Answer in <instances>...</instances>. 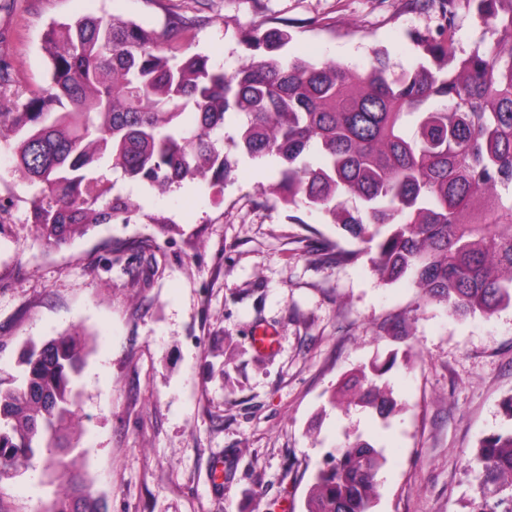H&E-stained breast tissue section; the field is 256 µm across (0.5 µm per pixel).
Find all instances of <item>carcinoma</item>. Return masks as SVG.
I'll return each mask as SVG.
<instances>
[{
  "label": "carcinoma",
  "instance_id": "1",
  "mask_svg": "<svg viewBox=\"0 0 512 512\" xmlns=\"http://www.w3.org/2000/svg\"><path fill=\"white\" fill-rule=\"evenodd\" d=\"M429 2L439 28L411 34L425 61L400 73L382 51L364 70L290 58L286 27L243 32L247 54L228 72L183 50L193 20L180 14L162 34L106 13L51 23L47 86L8 96L0 62V144L35 188L27 223L60 247L128 221L117 171L161 192L198 180L219 193L234 168L224 129L239 118L234 147L279 163L270 195L329 215L362 243L381 237L372 263L383 280L409 276L420 298L461 317L512 306V0ZM461 3L491 33L468 54L456 47ZM84 360L80 336L63 334L26 349L19 378L0 387V476L44 459L66 486L48 512H106L69 459ZM382 374L357 369L340 398L390 418L398 401ZM502 409L511 424L472 457L470 512H512V396ZM382 458L365 439L347 443L317 473L306 512H370Z\"/></svg>",
  "mask_w": 512,
  "mask_h": 512
}]
</instances>
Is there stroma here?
Wrapping results in <instances>:
<instances>
[{"mask_svg": "<svg viewBox=\"0 0 512 512\" xmlns=\"http://www.w3.org/2000/svg\"><path fill=\"white\" fill-rule=\"evenodd\" d=\"M177 8L206 18L189 52L228 69L241 31L282 24L287 55L366 68L382 49L409 69L421 56L410 33L440 23L411 0H18L0 11V61L24 95L46 79L50 21L106 11L161 31ZM230 158L218 196L197 181L159 193L117 180L130 220L50 248L1 148L0 196L14 204L0 225V379L27 346L88 335L72 457L107 512H305L316 472L358 436L385 457L372 512H469L466 460L507 424L512 307L458 318L411 279L382 281L341 226L268 195L278 164ZM335 249L359 257L339 263ZM371 364L400 404L385 421L332 400ZM60 489L37 461L0 477V506L46 512Z\"/></svg>", "mask_w": 512, "mask_h": 512, "instance_id": "obj_1", "label": "stroma"}]
</instances>
